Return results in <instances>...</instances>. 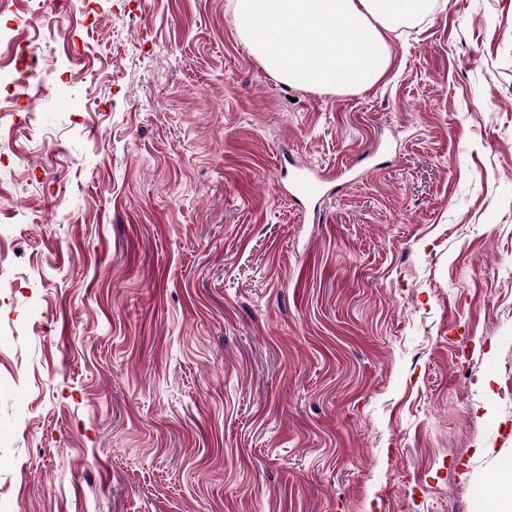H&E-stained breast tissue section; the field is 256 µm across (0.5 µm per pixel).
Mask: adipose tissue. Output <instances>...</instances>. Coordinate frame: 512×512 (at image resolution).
Returning a JSON list of instances; mask_svg holds the SVG:
<instances>
[{"label":"adipose tissue","instance_id":"1","mask_svg":"<svg viewBox=\"0 0 512 512\" xmlns=\"http://www.w3.org/2000/svg\"><path fill=\"white\" fill-rule=\"evenodd\" d=\"M238 33L284 83L362 92L386 73V33L431 0H234Z\"/></svg>","mask_w":512,"mask_h":512}]
</instances>
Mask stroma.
<instances>
[{
    "instance_id": "35a3bbf8",
    "label": "stroma",
    "mask_w": 512,
    "mask_h": 512,
    "mask_svg": "<svg viewBox=\"0 0 512 512\" xmlns=\"http://www.w3.org/2000/svg\"><path fill=\"white\" fill-rule=\"evenodd\" d=\"M72 92L0 140L11 512H493L512 459V0H436L364 92L232 0H73ZM329 173L287 194L292 161Z\"/></svg>"
}]
</instances>
